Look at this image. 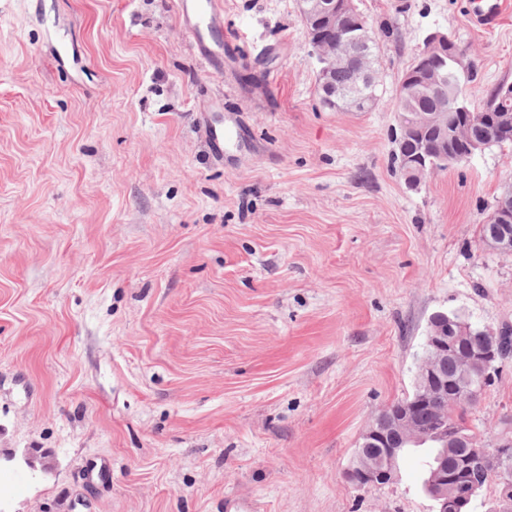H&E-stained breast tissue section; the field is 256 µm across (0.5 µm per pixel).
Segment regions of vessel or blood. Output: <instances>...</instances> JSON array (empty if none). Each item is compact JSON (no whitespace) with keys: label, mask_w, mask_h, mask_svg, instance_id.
<instances>
[{"label":"vessel or blood","mask_w":512,"mask_h":512,"mask_svg":"<svg viewBox=\"0 0 512 512\" xmlns=\"http://www.w3.org/2000/svg\"><path fill=\"white\" fill-rule=\"evenodd\" d=\"M473 17L485 25L496 24L502 13L504 0H472ZM177 10L191 32L195 48L207 63L216 64L221 60L222 48L216 42V35L224 26V7L221 0H177ZM200 124L204 125L215 155H223L224 141L240 135L238 122L221 126L212 122L207 113H200Z\"/></svg>","instance_id":"obj_1"}]
</instances>
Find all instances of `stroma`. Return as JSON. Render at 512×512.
Masks as SVG:
<instances>
[{
	"label": "stroma",
	"instance_id": "35a3bbf8",
	"mask_svg": "<svg viewBox=\"0 0 512 512\" xmlns=\"http://www.w3.org/2000/svg\"><path fill=\"white\" fill-rule=\"evenodd\" d=\"M209 67L175 0H0V474L6 512H434L425 456L344 480L368 423L413 391L430 316L512 324V252L479 229L512 145L408 188L403 73L451 33L472 107L512 82V12L353 0L378 104L323 107L297 0H222ZM244 133L215 161L197 115ZM512 416V358L471 420ZM472 16L484 25H494L500 18L503 0H473ZM3 459V463H2ZM16 465H23L32 475H47L53 470L54 463L48 453L40 452L36 449L25 450L17 460L16 454H11L0 458V474L2 468L7 469Z\"/></svg>",
	"mask_w": 512,
	"mask_h": 512
}]
</instances>
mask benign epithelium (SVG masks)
I'll return each mask as SVG.
<instances>
[{
    "label": "benign epithelium",
    "mask_w": 512,
    "mask_h": 512,
    "mask_svg": "<svg viewBox=\"0 0 512 512\" xmlns=\"http://www.w3.org/2000/svg\"><path fill=\"white\" fill-rule=\"evenodd\" d=\"M299 9L308 31L315 34L311 44L319 65L318 83L322 98L336 101L332 76L338 68L352 67L354 84L367 83L371 76L364 48L368 38L367 27L353 0H299ZM454 51V43L448 34L436 31L426 37L415 66L432 68V90L437 94L439 106L431 112H412L404 117L402 131L426 133L431 142L424 143V149L439 154L445 160H465L493 139L498 126L512 123V115L506 113L491 120L481 141L471 137L467 124H459L453 131H448V95L444 90L446 75L442 64ZM493 221L484 244L491 249L511 252L512 186L500 200ZM470 335V329L459 315L446 312L431 315L424 353L415 373V397L406 403L385 406L366 427L346 472L350 484L361 489L394 482L402 454L429 437L445 449L430 466L424 481L425 492L435 502V512H467L468 505L486 482L498 486L499 505L494 510L512 512V450L507 448V444L490 442L485 438L474 445L469 444L457 433L455 426L448 423L441 410H429L434 423L431 429L416 421L417 411L441 394L447 395L451 404L460 399L473 402L495 372L500 354L498 333L492 329L480 331L473 341L468 340ZM450 356L471 378L470 387L465 391L460 384L448 381L444 375ZM450 447L466 448L461 458L463 465L471 459L485 461L483 475L479 478L472 476L463 484L449 477L446 449ZM16 465L25 466L33 475H47L54 467L48 453L33 448L25 450L19 458L14 454L3 457L0 469Z\"/></svg>",
    "instance_id": "1"
}]
</instances>
